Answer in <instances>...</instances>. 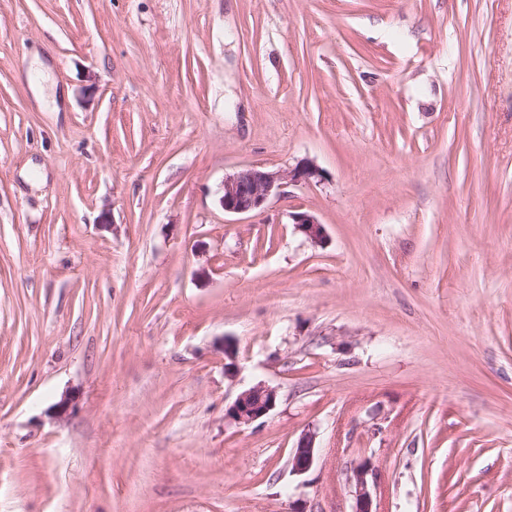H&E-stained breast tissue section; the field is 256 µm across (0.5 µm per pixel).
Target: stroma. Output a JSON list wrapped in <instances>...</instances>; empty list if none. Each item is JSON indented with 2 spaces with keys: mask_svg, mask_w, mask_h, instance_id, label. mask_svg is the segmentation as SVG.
Returning <instances> with one entry per match:
<instances>
[{
  "mask_svg": "<svg viewBox=\"0 0 512 512\" xmlns=\"http://www.w3.org/2000/svg\"><path fill=\"white\" fill-rule=\"evenodd\" d=\"M360 464L512 512V0H0V512H353ZM322 179L319 168L311 162L299 163L288 170L251 166L224 177L220 202L226 213H260L273 197L280 195L284 185H309ZM291 224L311 243L319 244L324 238V228L317 216L309 211H297L290 215ZM277 392L264 384L250 387L238 394L225 409V418L249 425L266 417L276 406ZM314 455V434L309 431L303 434L297 448H294L292 452L289 460L292 473L296 475L307 473L313 464Z\"/></svg>",
  "mask_w": 512,
  "mask_h": 512,
  "instance_id": "stroma-1",
  "label": "stroma"
}]
</instances>
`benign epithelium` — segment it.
Segmentation results:
<instances>
[{
  "label": "benign epithelium",
  "instance_id": "obj_1",
  "mask_svg": "<svg viewBox=\"0 0 512 512\" xmlns=\"http://www.w3.org/2000/svg\"><path fill=\"white\" fill-rule=\"evenodd\" d=\"M322 181L318 167L302 162L288 170H269L251 166L224 176L221 205L230 214L260 213L269 201L280 194L285 185H309ZM292 224L308 240L319 244L324 238V228L317 216L309 211H297L290 215ZM277 392L264 384L250 387L238 394L225 409V418L238 424L249 425L266 417L276 406ZM314 434H303L290 457L292 473H307L314 461ZM369 470L360 465L353 470L354 512H373L372 497L368 489Z\"/></svg>",
  "mask_w": 512,
  "mask_h": 512
}]
</instances>
